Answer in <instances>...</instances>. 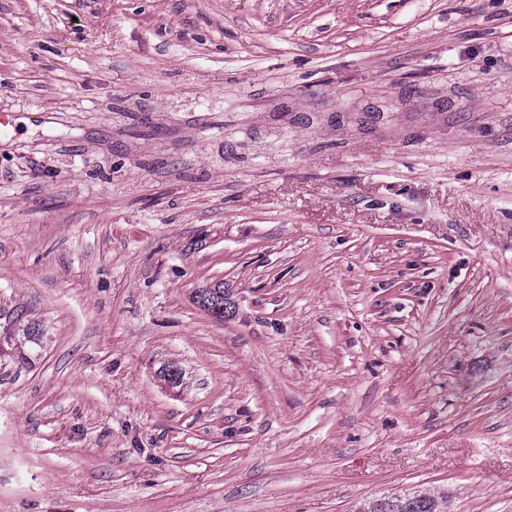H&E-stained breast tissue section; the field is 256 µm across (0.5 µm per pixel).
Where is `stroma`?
I'll return each mask as SVG.
<instances>
[{
	"instance_id": "1",
	"label": "stroma",
	"mask_w": 512,
	"mask_h": 512,
	"mask_svg": "<svg viewBox=\"0 0 512 512\" xmlns=\"http://www.w3.org/2000/svg\"><path fill=\"white\" fill-rule=\"evenodd\" d=\"M3 113L0 512H512V0H0ZM440 497L430 493H420L410 497H394L372 507L369 512H445V504Z\"/></svg>"
}]
</instances>
